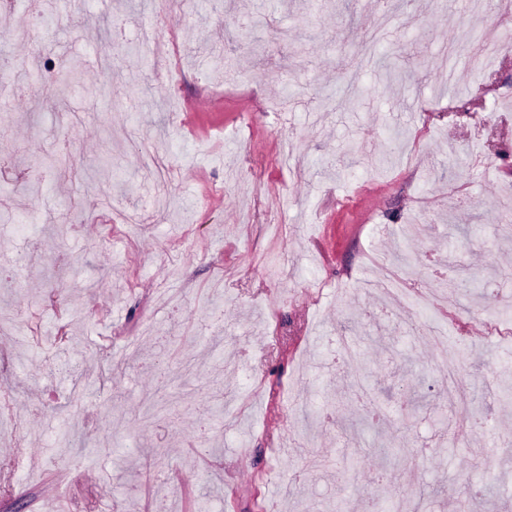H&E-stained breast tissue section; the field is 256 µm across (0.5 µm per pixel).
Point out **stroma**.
I'll return each mask as SVG.
<instances>
[{
  "instance_id": "35a3bbf8",
  "label": "stroma",
  "mask_w": 512,
  "mask_h": 512,
  "mask_svg": "<svg viewBox=\"0 0 512 512\" xmlns=\"http://www.w3.org/2000/svg\"><path fill=\"white\" fill-rule=\"evenodd\" d=\"M498 30L500 0L0 11V512H506L512 51L448 55ZM403 251L442 303L379 288Z\"/></svg>"
}]
</instances>
